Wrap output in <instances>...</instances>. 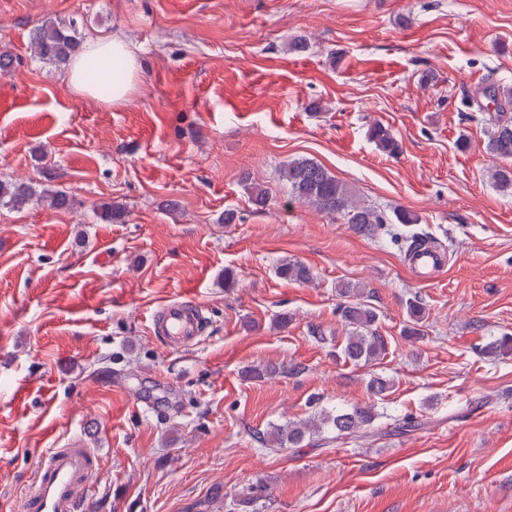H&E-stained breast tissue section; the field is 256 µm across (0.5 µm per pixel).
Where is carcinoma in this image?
Returning a JSON list of instances; mask_svg holds the SVG:
<instances>
[{
  "mask_svg": "<svg viewBox=\"0 0 512 512\" xmlns=\"http://www.w3.org/2000/svg\"><path fill=\"white\" fill-rule=\"evenodd\" d=\"M31 45L34 54L45 61L66 66L79 51L81 36L76 26L63 27L51 19H45L32 30ZM486 103L478 110L489 113L485 152L495 159H512V87L497 81L489 83L482 92ZM370 139L382 150L393 154L398 143L388 128L374 124L369 128ZM491 178L503 191L512 189V168L493 166ZM283 174L291 197L303 204L315 207L328 215H342L354 231L364 237L374 238L386 224H415L418 217L405 208H396L387 216L358 200L349 188L323 165L301 159L288 164ZM33 201H40L53 210H67L74 204L65 190L33 187L25 181H0V204L21 209ZM96 216L103 222L122 220L125 211L118 205L103 203L96 209ZM277 274L289 281H311L310 268L299 261H289L277 267ZM338 295L345 298L339 306V315L348 336L342 346L344 358L354 364H371L387 355L388 342L381 336L377 324L376 309L361 298L360 289L350 283L337 286ZM408 324L404 335H421L420 323L425 311L417 300L407 306ZM484 354L493 359L512 355V336H502L488 343ZM379 414L373 406L351 405L334 412L322 410L313 416L296 422L271 426L266 433L256 435V441L265 448L276 451H294L304 447L315 437L327 435L329 441L358 443L373 436L372 427Z\"/></svg>",
  "mask_w": 512,
  "mask_h": 512,
  "instance_id": "cac0c4a2",
  "label": "carcinoma"
}]
</instances>
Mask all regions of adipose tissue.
Masks as SVG:
<instances>
[{"label":"adipose tissue","mask_w":512,"mask_h":512,"mask_svg":"<svg viewBox=\"0 0 512 512\" xmlns=\"http://www.w3.org/2000/svg\"><path fill=\"white\" fill-rule=\"evenodd\" d=\"M140 74L134 51L120 36L93 39L71 61L68 83L79 93L94 95L104 82L112 84V102L127 100Z\"/></svg>","instance_id":"obj_1"}]
</instances>
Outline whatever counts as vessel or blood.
<instances>
[{
	"mask_svg": "<svg viewBox=\"0 0 512 512\" xmlns=\"http://www.w3.org/2000/svg\"><path fill=\"white\" fill-rule=\"evenodd\" d=\"M446 265L439 250L422 248L412 256L410 270L417 280L429 281ZM152 325L156 336L180 347L201 335L204 321L199 304L178 298L154 313ZM96 461L95 449L83 447L77 439L64 448L46 449L22 498V512H88Z\"/></svg>",
	"mask_w": 512,
	"mask_h": 512,
	"instance_id": "1",
	"label": "vessel or blood"
}]
</instances>
